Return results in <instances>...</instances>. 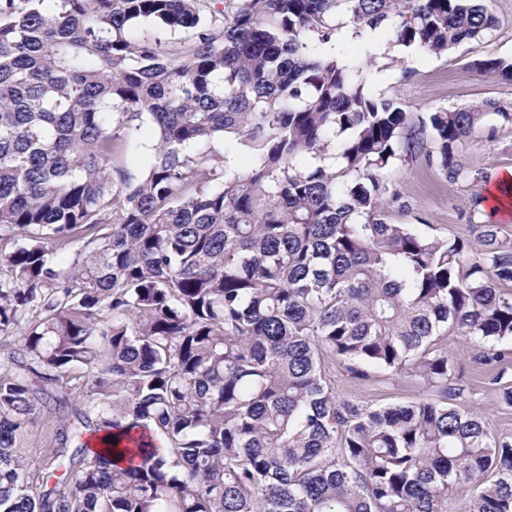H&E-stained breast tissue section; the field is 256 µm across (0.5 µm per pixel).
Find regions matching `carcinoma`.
Instances as JSON below:
<instances>
[{
  "label": "carcinoma",
  "mask_w": 512,
  "mask_h": 512,
  "mask_svg": "<svg viewBox=\"0 0 512 512\" xmlns=\"http://www.w3.org/2000/svg\"><path fill=\"white\" fill-rule=\"evenodd\" d=\"M489 3L0 0V512H448L460 482L462 512H512V438L443 347L469 337L512 406V239L480 195L476 250L397 224L388 178L488 182L460 148L512 105L409 112L366 78L371 35L385 66L441 57L493 36ZM343 23L363 58L319 52ZM467 69L512 84V58ZM338 362L424 394L341 400ZM154 144V131L145 125L138 144L128 152L121 165L133 176H140L150 158V149Z\"/></svg>",
  "instance_id": "carcinoma-1"
}]
</instances>
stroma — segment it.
Listing matches in <instances>:
<instances>
[{"label": "stroma", "mask_w": 512, "mask_h": 512, "mask_svg": "<svg viewBox=\"0 0 512 512\" xmlns=\"http://www.w3.org/2000/svg\"><path fill=\"white\" fill-rule=\"evenodd\" d=\"M492 10L498 19L494 36L480 43H466L448 55L433 57L415 55L402 66L368 69L367 78L373 91L400 98L412 112L438 108H454L495 99L512 103V85L470 76L464 64L474 58L512 56V0H493ZM469 165L482 169L489 178H497L512 169V126H498L494 136L477 134L460 151ZM389 178L400 187L410 204L402 223L424 220L429 233L448 235L476 244L477 233L461 217L484 185L474 181H452L424 160L391 169ZM448 353L458 360L456 375L464 388L461 403L482 414L492 431L512 434V407L501 405L497 388L490 385L488 375L474 365L471 341L464 336L448 339ZM422 391L418 381L394 375L380 385L352 378L344 367L336 369V394L368 404L399 403L414 399Z\"/></svg>", "instance_id": "35a3bbf8"}]
</instances>
